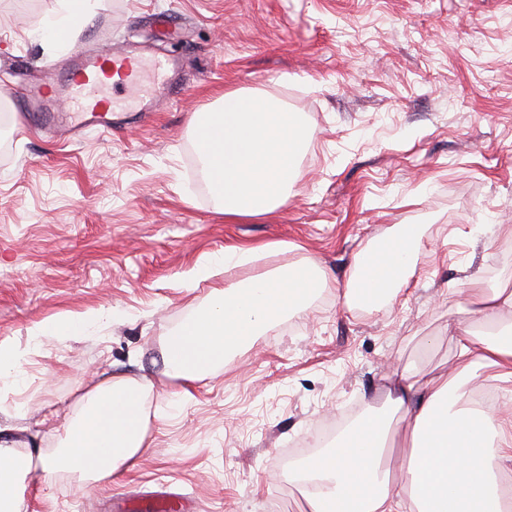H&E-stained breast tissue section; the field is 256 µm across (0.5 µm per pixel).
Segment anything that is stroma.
<instances>
[{"mask_svg":"<svg viewBox=\"0 0 512 512\" xmlns=\"http://www.w3.org/2000/svg\"><path fill=\"white\" fill-rule=\"evenodd\" d=\"M56 0H0V104L56 80L73 48L151 45L180 61L184 93L127 91L146 118L69 137L8 110L0 129V340L24 353V384L0 395L17 448H55L80 383L149 379L148 448L106 488L71 475L27 479L34 512H304L284 495V450L320 421L381 405L388 363L448 367L450 324L480 330L463 291L512 277V0H97L68 45L36 28ZM276 100L308 125L286 202L230 218L198 180L192 119L225 91ZM413 230L423 245L397 300L345 299L354 257ZM232 248L253 262L187 284ZM316 261L326 288L270 325L182 397L157 359L162 338L213 288ZM102 318L77 339H34L39 323Z\"/></svg>","mask_w":512,"mask_h":512,"instance_id":"35a3bbf8","label":"stroma"}]
</instances>
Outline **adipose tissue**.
Listing matches in <instances>:
<instances>
[{"mask_svg":"<svg viewBox=\"0 0 512 512\" xmlns=\"http://www.w3.org/2000/svg\"><path fill=\"white\" fill-rule=\"evenodd\" d=\"M93 10V0H57L39 35L63 45L65 35L89 21ZM420 244L407 231L358 253L347 302L375 308L395 299ZM325 286L311 261L213 288L208 304L165 337L166 373L192 387L270 324L302 311ZM467 291L477 299L487 328L451 329L455 376L392 368L383 406L371 407L322 453L289 466L288 482L308 490L309 512H512V499L499 487L503 464H512V433H505L495 413L460 407L467 379L480 369L495 368V380L512 382V322L499 318L503 306L512 307V292L481 287L476 278ZM80 390L81 411L65 423L53 454L18 451L5 442L7 429L0 425V512H28L25 481L36 465L44 478L66 472L83 489L134 468L145 446L151 382L115 376L81 384ZM395 414L404 426L399 445L408 454L393 463L385 447Z\"/></svg>","mask_w":512,"mask_h":512,"instance_id":"1","label":"adipose tissue"}]
</instances>
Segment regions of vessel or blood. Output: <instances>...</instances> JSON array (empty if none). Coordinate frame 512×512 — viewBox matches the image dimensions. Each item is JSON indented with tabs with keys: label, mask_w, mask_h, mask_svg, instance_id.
<instances>
[{
	"label": "vessel or blood",
	"mask_w": 512,
	"mask_h": 512,
	"mask_svg": "<svg viewBox=\"0 0 512 512\" xmlns=\"http://www.w3.org/2000/svg\"><path fill=\"white\" fill-rule=\"evenodd\" d=\"M62 90L50 84L22 87L14 98L17 111L35 116L49 128L69 126L79 131L94 127L107 133L114 116L122 111L120 98L107 96L104 89L109 78H118L120 86L139 83L143 78L142 52L129 46L120 50H75L63 64ZM179 68L175 57L156 59L153 64L154 90H170L171 80Z\"/></svg>",
	"instance_id": "obj_1"
}]
</instances>
